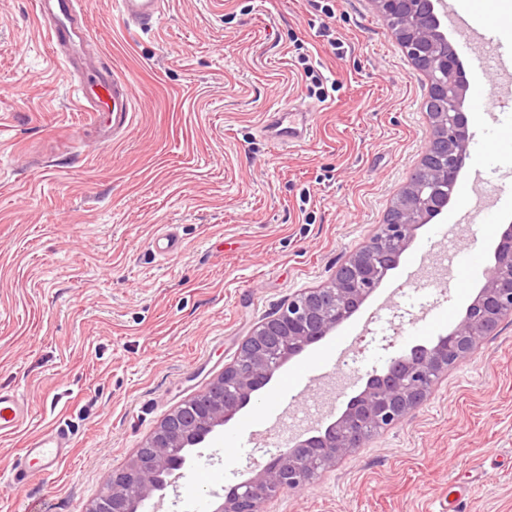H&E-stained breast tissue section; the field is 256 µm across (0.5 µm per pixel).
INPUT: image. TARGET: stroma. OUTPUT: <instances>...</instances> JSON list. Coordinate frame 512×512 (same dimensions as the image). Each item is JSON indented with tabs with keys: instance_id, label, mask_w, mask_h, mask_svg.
I'll return each mask as SVG.
<instances>
[{
	"instance_id": "obj_1",
	"label": "stroma",
	"mask_w": 512,
	"mask_h": 512,
	"mask_svg": "<svg viewBox=\"0 0 512 512\" xmlns=\"http://www.w3.org/2000/svg\"><path fill=\"white\" fill-rule=\"evenodd\" d=\"M168 0L150 31L126 28L110 0H88L102 61L130 82L132 126L100 144L73 79L55 58L35 0H0V387L18 389L30 420L0 436V471L26 442L68 423L73 446L27 488L0 478V512L30 495L55 512H87L113 472L177 407L217 378L244 340L292 295L327 285L384 224L433 134L428 79L375 0ZM468 22L512 52V0H476ZM340 42L334 54L331 42ZM472 55L470 132L512 134V105L488 115L489 81ZM324 76L316 94L302 59ZM318 105L313 138L273 149L258 127L271 108ZM492 227L464 229L481 268L445 298L412 291L443 242L418 226L396 267L340 332L368 346L346 370L307 346L273 375L285 407L324 401L339 418L368 373L429 346L464 316L512 223V147L483 167ZM178 227L179 252L151 241ZM264 391L163 490L165 512H215L230 488L294 444L252 445L273 419ZM241 448L227 464L224 441ZM465 486L462 512H512V318L444 373L402 423L319 470L263 512H439Z\"/></svg>"
}]
</instances>
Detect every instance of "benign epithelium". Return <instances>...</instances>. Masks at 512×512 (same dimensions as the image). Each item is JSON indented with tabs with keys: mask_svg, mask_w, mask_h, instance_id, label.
Wrapping results in <instances>:
<instances>
[{
	"mask_svg": "<svg viewBox=\"0 0 512 512\" xmlns=\"http://www.w3.org/2000/svg\"><path fill=\"white\" fill-rule=\"evenodd\" d=\"M381 12L391 17L406 14L411 24L400 31L399 40L416 65L429 74V95L434 98V125L441 136L433 137L410 184L411 193L404 204L391 209L382 232L353 255L334 275L330 285L312 288L288 300L282 312L256 326L244 341L235 361L199 395L206 399L203 416L188 423L177 409L167 415L147 442L152 449L150 460L136 453L124 469L112 474L106 492L108 512H137V502L121 493L129 478L140 485V500L151 497L161 488L160 473L169 466L168 448L187 439L195 430L212 431L224 424V418L239 407L240 400L224 398V381H236L237 392L246 398L270 379V373L258 358V348L271 337L286 336L288 341L304 347L309 338L327 335L355 312L372 291L376 274L374 255L384 254L394 264L411 239L412 229L431 215L441 212L448 199L439 193L437 184L456 180V158L467 151L468 117L463 111L465 84L456 76L454 57L448 48L447 6L439 2L442 12L435 11L433 0H376ZM486 283L468 306L465 317L448 335L432 347L414 346L402 356L390 359L387 371L369 375L365 390L355 398L332 424V438L311 437L285 449L256 479L245 484L243 491L221 504L215 512H260L265 501L285 490L297 489L311 479L307 448H317L330 462L361 447L367 437L358 426L388 427L402 421L428 394L439 375L465 360L498 325L502 317L512 316V225H508L495 251V264L487 269Z\"/></svg>",
	"mask_w": 512,
	"mask_h": 512,
	"instance_id": "7a95c632",
	"label": "benign epithelium"
}]
</instances>
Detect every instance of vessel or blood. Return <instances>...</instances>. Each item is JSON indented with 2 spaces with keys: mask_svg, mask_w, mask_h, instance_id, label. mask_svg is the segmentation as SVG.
Instances as JSON below:
<instances>
[{
  "mask_svg": "<svg viewBox=\"0 0 512 512\" xmlns=\"http://www.w3.org/2000/svg\"><path fill=\"white\" fill-rule=\"evenodd\" d=\"M113 8L126 27L144 30L161 19L165 0H113ZM36 9L55 55L76 80L73 92L80 109L93 113L104 137L125 131L133 122L131 90L116 69L88 60L91 33L82 0H36ZM316 112L315 106L305 103L276 108L266 113L261 133L277 149L298 148L312 138ZM29 417V407L19 392L1 388L0 435L15 432ZM72 446V434L62 424L31 438L13 458L10 481L23 488L33 475L53 472Z\"/></svg>",
  "mask_w": 512,
  "mask_h": 512,
  "instance_id": "1",
  "label": "vessel or blood"
}]
</instances>
